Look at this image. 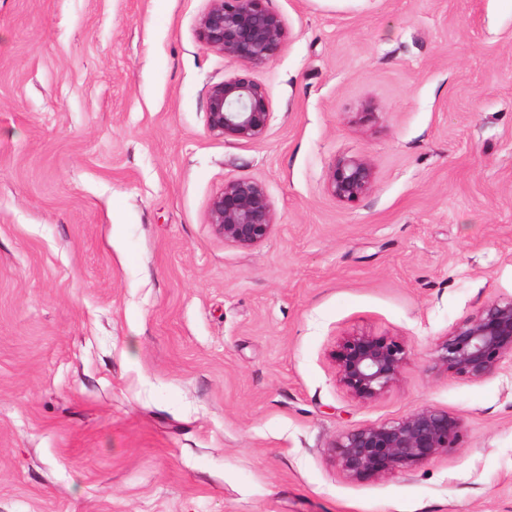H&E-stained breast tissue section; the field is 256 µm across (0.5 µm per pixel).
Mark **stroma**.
Here are the masks:
<instances>
[{
	"instance_id": "stroma-1",
	"label": "stroma",
	"mask_w": 512,
	"mask_h": 512,
	"mask_svg": "<svg viewBox=\"0 0 512 512\" xmlns=\"http://www.w3.org/2000/svg\"><path fill=\"white\" fill-rule=\"evenodd\" d=\"M207 6L0 0V512H512V359L432 361L512 297V0H268L259 141L207 129L244 71ZM234 178L274 210L252 248L207 222ZM360 333L408 352L366 403L332 359ZM423 406L458 448L362 481L329 456ZM374 179V168L368 159L345 156L337 159L333 165L328 189L336 199L354 201L371 191Z\"/></svg>"
}]
</instances>
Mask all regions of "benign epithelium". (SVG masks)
Returning a JSON list of instances; mask_svg holds the SVG:
<instances>
[{"mask_svg":"<svg viewBox=\"0 0 512 512\" xmlns=\"http://www.w3.org/2000/svg\"><path fill=\"white\" fill-rule=\"evenodd\" d=\"M266 0H209L197 22L199 39L229 60L249 70L266 65L281 50L286 28ZM210 133L237 140L262 139L271 119L265 86L249 75L214 83L207 89ZM375 172L360 156L336 160L328 189L341 201L368 194ZM208 223L224 240L241 248L263 242L274 226V210L264 186L250 178H235L211 198ZM512 356V299L484 304L457 324L437 345L435 366L482 379ZM339 384L355 399L369 402L395 385L408 353L393 337L356 334L343 337L332 351ZM459 421L433 407L343 433L329 452L351 480L380 478L408 472L458 447Z\"/></svg>","mask_w":512,"mask_h":512,"instance_id":"7a95c632","label":"benign epithelium"}]
</instances>
